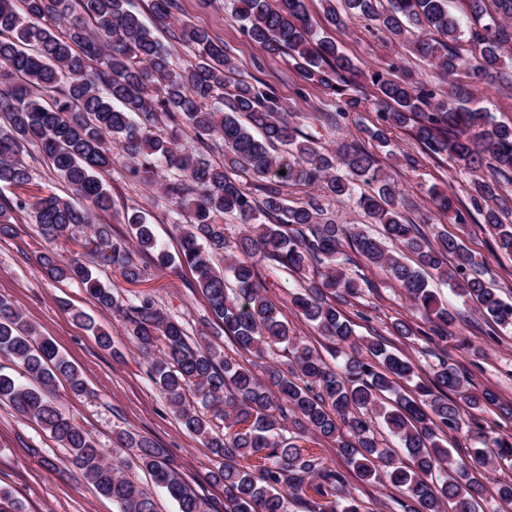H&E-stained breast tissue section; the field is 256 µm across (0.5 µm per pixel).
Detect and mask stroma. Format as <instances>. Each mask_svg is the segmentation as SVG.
Returning a JSON list of instances; mask_svg holds the SVG:
<instances>
[{
	"instance_id": "stroma-1",
	"label": "stroma",
	"mask_w": 512,
	"mask_h": 512,
	"mask_svg": "<svg viewBox=\"0 0 512 512\" xmlns=\"http://www.w3.org/2000/svg\"><path fill=\"white\" fill-rule=\"evenodd\" d=\"M181 3L189 20L205 28L214 40L231 47L238 76L275 88L289 111L298 117L303 131L328 148L359 139L357 122L370 124L376 120L369 102L375 89L365 80L364 71L388 72L404 67L423 81L432 84L438 81L423 61L392 44L371 22L351 16L345 25L335 27L325 20L323 0H305L319 34L335 41L362 70L350 85L351 93L361 94L364 99L358 119L337 128L325 118L326 113L336 109L335 96L307 82L288 55L269 54L254 45L225 10L224 0H181ZM391 138L393 155L379 150L375 156L405 196L402 209L405 219L418 221L434 189L453 192L460 201H467L469 177L447 157L431 154L409 131L392 130ZM24 158L31 167L32 180L22 189L23 197L30 199L51 192L63 197L69 195V188L58 180L35 147H28ZM169 176L167 168L159 167L148 180H131L125 172L122 153H114L111 167L101 178L112 194L116 211L103 215V222L112 225L115 233H125V225L118 222V211L129 206L139 208L148 213L158 240L169 251H176L180 228L172 224L159 199L160 185ZM16 224L15 236L0 239V296L9 298L28 324L54 343L81 371L91 390L90 396H78L62 382L53 394L54 399L70 418L94 435L100 447H111L116 432L121 430L152 437L200 494L222 501L223 488L213 485L208 478L214 468L209 449L199 439L189 436L169 412L121 321L100 309L80 285L54 281L40 271L36 257L43 248H53L64 259L82 254L83 233L49 244L30 216H18ZM443 230L460 238L480 263L486 280L504 296L512 298V258L497 251L480 216H473L465 224L454 223L445 216L437 217L426 232L431 235ZM345 271L350 275H364L371 284L358 302L344 308L346 316L355 323L357 335L369 336L373 331L385 330L396 318L407 315L404 290L397 283L373 268L349 264ZM103 276L123 296L152 294L163 307L193 327H200L208 314L206 300L187 268L173 267L162 272L151 268L137 283L126 282L118 272L109 269L104 270ZM264 277L269 297L279 306L295 336L314 347L327 363H334L328 341L302 320L289 301L290 293L297 286L296 279L284 271L269 268L265 269ZM434 288L449 309L458 314L443 344L444 358L450 365L465 368L476 390H492L501 401L512 403V330L490 328L475 305L457 295L450 285L438 281ZM75 308L110 332L112 350L101 348L95 337L73 320L71 311ZM305 445L316 449L326 465L346 472L353 494L372 512H401L396 504L398 491L359 477L350 470L336 443L311 435ZM0 487L10 491L24 512H117L110 498L96 492L66 462L64 451L48 433L4 404H0Z\"/></svg>"
}]
</instances>
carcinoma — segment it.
<instances>
[{
  "label": "carcinoma",
  "mask_w": 512,
  "mask_h": 512,
  "mask_svg": "<svg viewBox=\"0 0 512 512\" xmlns=\"http://www.w3.org/2000/svg\"><path fill=\"white\" fill-rule=\"evenodd\" d=\"M467 23L448 12V0H325L333 26L345 15L374 22L397 44H406L446 85L435 90L407 73L374 71L377 124L364 128L386 147L394 129L412 128L414 139L434 155L470 175V206L455 195L435 191L430 213L454 216L464 224L471 211L483 218L497 249L512 257V125L500 123L484 106L481 89L512 87V0H458ZM130 0H0V237L15 234L13 213L31 210L44 239L52 242L83 228L96 267L46 251L38 266L58 281L76 280L98 306L121 317L125 334L148 365V374L170 413L189 435L214 455V483L224 487L221 512H288L303 500L306 512H368L348 488L347 475L325 465L305 437L336 442L348 465L364 480L389 484L402 495V512H476L485 487L472 475L512 462V434L487 431L461 408H498L512 420V405L489 389L470 390L469 377L440 362L421 375L410 359L387 349L381 335L359 337L342 311L363 294L361 282L342 265L348 247L404 288L411 315L431 326L427 333L411 319H397L390 335L429 342L448 338L455 315L430 288L429 280L451 283L470 299L491 327L512 328V299L483 278L479 263L462 240L438 231L428 236L421 224L405 221L400 192L375 156L352 143L330 150L303 133L275 90L238 79L233 54L209 32L179 19L180 0H151L153 25L129 8ZM232 18L267 53H285L314 82L338 97L326 114L340 127L358 111L361 99L346 94L360 68L336 42L316 33L304 0H225ZM192 50L181 66L156 31ZM466 80H459L460 71ZM181 132L204 146H222L217 164L184 152ZM33 145L58 179L80 202L50 193L32 203L1 192L22 189L31 172L23 158ZM126 158L127 170L142 177L161 165L172 171L161 195L175 221L189 216L171 253L155 237L144 213L129 207L125 236L97 216L114 207L100 172L112 164V150ZM489 167L494 177L486 178ZM285 174H279V171ZM260 181L258 195L243 188L238 173ZM290 185L318 187L301 204L285 193ZM368 185L372 192L356 193ZM353 200L375 235L361 224H338L327 217L326 202ZM240 224L226 234L224 218ZM397 245L393 253L385 241ZM164 271L186 267L212 313L219 333L254 357L251 366L224 354L149 293L125 298L100 279L98 268L118 270L138 282L146 274L140 257ZM455 263L448 264V258ZM224 259L219 267L215 261ZM275 266L297 277L290 301L305 321L336 345L331 366L291 335L279 309L267 296L259 265ZM75 321L111 347L109 333L83 312ZM286 344L284 366L265 364L272 346ZM0 357L16 364L26 381L0 366V402L36 423L69 454L82 477L112 498L117 512H156L153 495L130 479L132 464L178 505V512H211L182 476L165 449L146 435L116 434L112 452L75 423L51 394L64 380L76 395L88 393L80 372L53 343L38 335L20 311L0 297ZM411 384L409 390L402 383ZM405 448L401 459L378 438L373 419ZM468 428L475 447L454 457L442 437Z\"/></svg>",
  "instance_id": "cac0c4a2"
}]
</instances>
